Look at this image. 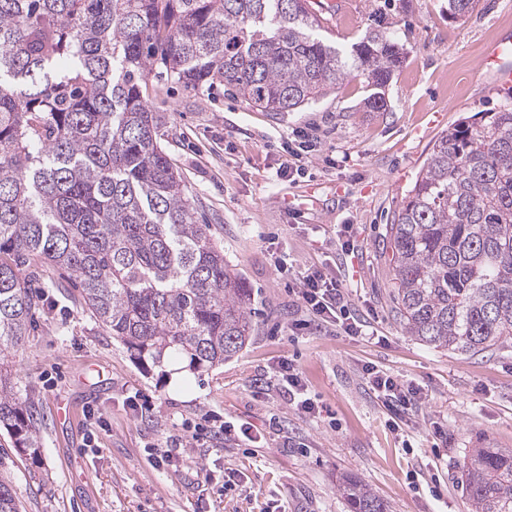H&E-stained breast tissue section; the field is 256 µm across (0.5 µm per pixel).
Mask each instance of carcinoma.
Instances as JSON below:
<instances>
[{"label": "carcinoma", "mask_w": 512, "mask_h": 512, "mask_svg": "<svg viewBox=\"0 0 512 512\" xmlns=\"http://www.w3.org/2000/svg\"><path fill=\"white\" fill-rule=\"evenodd\" d=\"M476 0H448L452 19ZM308 0H0V352L24 346L37 297L26 272L60 269L140 365L179 354L205 372L251 337L250 289L199 224L161 143L149 76L232 87L290 112L356 73L376 92L403 49L371 29L344 50ZM394 313L406 334L471 355L512 346V104L460 119L434 143L386 226ZM33 399L0 378V430L38 456ZM472 512H512V451L471 448ZM351 512H390L360 481ZM0 512H19L0 478Z\"/></svg>", "instance_id": "cac0c4a2"}]
</instances>
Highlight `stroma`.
I'll list each match as a JSON object with an SVG mask.
<instances>
[{
  "mask_svg": "<svg viewBox=\"0 0 512 512\" xmlns=\"http://www.w3.org/2000/svg\"><path fill=\"white\" fill-rule=\"evenodd\" d=\"M323 18V35L337 47L377 26L403 46L384 89L386 111L367 110L371 88L361 76L292 112L266 111L221 83L150 80V106L166 117L163 144L200 222L251 290L255 330L238 355L203 374L183 371L178 355L146 368L90 315L63 273L40 268L30 286L43 305L9 379L43 416L41 448L32 459L0 447V475L22 512H349L338 489L345 475L392 512H470L460 459L478 446L512 449V348L471 356L407 336L381 255L385 226L441 132L512 103V91L475 75L485 48L512 35V0H477L460 21L449 18L448 0H359L355 12ZM299 128L312 132L316 149L301 177L278 179L281 145ZM344 224L356 245L348 253L338 242ZM281 257L327 265L378 340L293 335L297 302L275 269ZM284 355L300 365L326 415L295 413L275 387L255 395V381ZM366 364L424 387L428 400L403 432L387 427L362 377ZM135 392L152 400L151 418L127 408ZM63 405L72 419H56ZM91 407L108 424L95 451L84 418ZM217 414L252 424L251 438L229 435L175 455L170 466L149 465L148 446ZM437 422L447 436H434ZM228 468L241 483L225 490Z\"/></svg>",
  "mask_w": 512,
  "mask_h": 512,
  "instance_id": "1",
  "label": "stroma"
}]
</instances>
